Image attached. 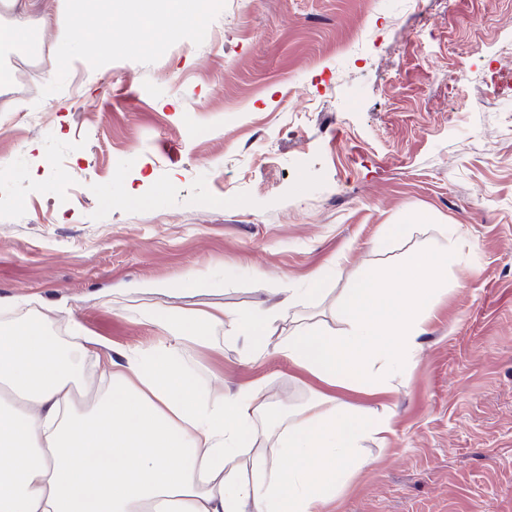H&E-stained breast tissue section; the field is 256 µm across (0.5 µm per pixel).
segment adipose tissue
<instances>
[{
  "label": "adipose tissue",
  "instance_id": "adipose-tissue-1",
  "mask_svg": "<svg viewBox=\"0 0 512 512\" xmlns=\"http://www.w3.org/2000/svg\"><path fill=\"white\" fill-rule=\"evenodd\" d=\"M70 2L54 33L60 47L86 19L103 31L117 15L131 22L122 42L88 44L93 53L141 50V31L159 10L169 37L201 32L210 17V0ZM455 261L440 235L398 269L364 271L334 312L342 332L309 323L273 345L274 309H160L153 320L165 338L116 356L80 324L64 340L34 311L1 317L0 512H322L362 466V442L392 428L390 416L349 405L340 391L393 393ZM217 329L248 339L256 353L274 349L322 385L314 404L289 415L279 462L254 456L243 475L233 462L257 436L263 391L214 394L181 355L185 342ZM90 360L109 373L86 404L76 396Z\"/></svg>",
  "mask_w": 512,
  "mask_h": 512
}]
</instances>
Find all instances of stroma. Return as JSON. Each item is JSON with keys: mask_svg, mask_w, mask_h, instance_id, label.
I'll list each match as a JSON object with an SVG mask.
<instances>
[{"mask_svg": "<svg viewBox=\"0 0 512 512\" xmlns=\"http://www.w3.org/2000/svg\"><path fill=\"white\" fill-rule=\"evenodd\" d=\"M64 0H19L41 60L0 84V298L113 350L155 310H256L333 269L274 325L322 321L365 269L457 227L459 254L386 409L393 431L324 512H512V0H218L158 51L55 53ZM384 250H376L378 238ZM164 295L141 293L148 281ZM214 392L262 386L273 454L318 383L247 340L186 344Z\"/></svg>", "mask_w": 512, "mask_h": 512, "instance_id": "stroma-1", "label": "stroma"}]
</instances>
